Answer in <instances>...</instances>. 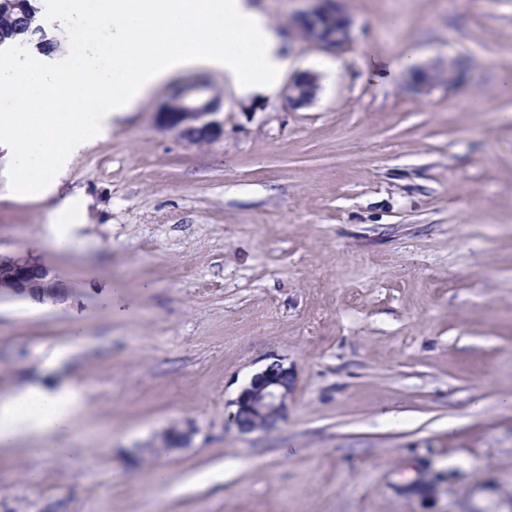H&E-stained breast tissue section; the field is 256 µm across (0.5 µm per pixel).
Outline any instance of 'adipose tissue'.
I'll list each match as a JSON object with an SVG mask.
<instances>
[{
    "instance_id": "adipose-tissue-1",
    "label": "adipose tissue",
    "mask_w": 512,
    "mask_h": 512,
    "mask_svg": "<svg viewBox=\"0 0 512 512\" xmlns=\"http://www.w3.org/2000/svg\"><path fill=\"white\" fill-rule=\"evenodd\" d=\"M46 20L77 24L63 51L15 63L0 53V143L13 151L18 197H48L74 158L116 119L178 72H220L244 94L273 89L289 60L275 28L252 0H51ZM111 38H104V30ZM87 201L63 197L50 242L70 246ZM83 398L76 387H28L0 398V444L33 440L32 455L54 453L80 464L74 429Z\"/></svg>"
}]
</instances>
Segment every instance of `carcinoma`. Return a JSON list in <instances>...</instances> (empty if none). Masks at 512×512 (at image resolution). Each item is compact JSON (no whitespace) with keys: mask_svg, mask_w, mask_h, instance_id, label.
Returning <instances> with one entry per match:
<instances>
[{"mask_svg":"<svg viewBox=\"0 0 512 512\" xmlns=\"http://www.w3.org/2000/svg\"><path fill=\"white\" fill-rule=\"evenodd\" d=\"M39 12V0H0V45L10 38L43 53L56 49V39L38 23Z\"/></svg>","mask_w":512,"mask_h":512,"instance_id":"carcinoma-1","label":"carcinoma"}]
</instances>
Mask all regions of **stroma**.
<instances>
[{"mask_svg": "<svg viewBox=\"0 0 512 512\" xmlns=\"http://www.w3.org/2000/svg\"><path fill=\"white\" fill-rule=\"evenodd\" d=\"M254 2L289 75L344 59L310 104L181 72L46 198L12 197L0 148V260L55 293L0 291V396L75 384L86 434L76 467L0 446V512H512V0H337L336 47L303 38L306 0ZM408 52L419 75L366 78ZM192 83L220 101L208 138L160 111ZM77 191L87 222L52 249ZM275 361L283 418L238 432ZM87 200L81 195L63 197L50 216L51 228L50 243L56 248L70 246L73 239L75 224H85L87 214Z\"/></svg>", "mask_w": 512, "mask_h": 512, "instance_id": "1", "label": "stroma"}]
</instances>
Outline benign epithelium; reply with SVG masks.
I'll return each instance as SVG.
<instances>
[{
    "label": "benign epithelium",
    "mask_w": 512,
    "mask_h": 512,
    "mask_svg": "<svg viewBox=\"0 0 512 512\" xmlns=\"http://www.w3.org/2000/svg\"><path fill=\"white\" fill-rule=\"evenodd\" d=\"M316 6L298 18L304 34L314 40L336 44L347 38L349 22L330 0H315ZM318 87V75L305 72L294 77L288 92L294 106H304L312 101ZM219 102L206 95V87L189 85L171 97L161 112L170 119V125L189 137L208 136L213 123L204 118L215 113ZM41 286L33 276L29 265L18 260L10 263L8 277L0 276V288H7L21 295ZM292 389V377L281 363L273 362L256 374L238 395L233 423L241 433H250L279 421L284 413L285 402Z\"/></svg>",
    "instance_id": "7a95c632"
}]
</instances>
